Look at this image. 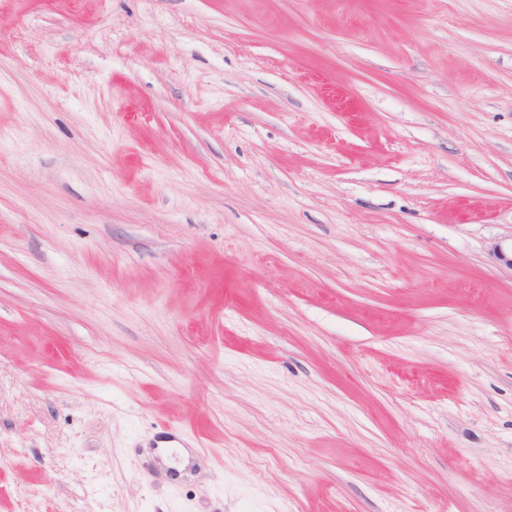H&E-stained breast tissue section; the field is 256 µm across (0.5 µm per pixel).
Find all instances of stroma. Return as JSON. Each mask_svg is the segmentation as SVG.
Masks as SVG:
<instances>
[{"instance_id": "obj_1", "label": "stroma", "mask_w": 512, "mask_h": 512, "mask_svg": "<svg viewBox=\"0 0 512 512\" xmlns=\"http://www.w3.org/2000/svg\"><path fill=\"white\" fill-rule=\"evenodd\" d=\"M512 0H0V512H512Z\"/></svg>"}]
</instances>
